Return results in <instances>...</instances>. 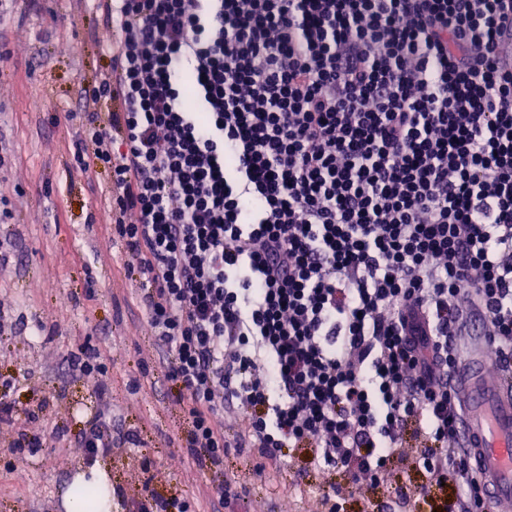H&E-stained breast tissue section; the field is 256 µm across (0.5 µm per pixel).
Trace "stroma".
<instances>
[{
    "mask_svg": "<svg viewBox=\"0 0 512 512\" xmlns=\"http://www.w3.org/2000/svg\"><path fill=\"white\" fill-rule=\"evenodd\" d=\"M92 0H41L39 12L0 18V146L12 157L0 170V302L12 322L0 338V380L15 378L20 413L0 419V512H65L72 477L86 470L81 444L87 420L109 406L112 421L135 430L143 445L99 455L126 499L142 489L179 494L198 512H211L214 487L228 480L241 494L236 512H323L322 489L343 483L297 460L257 472L255 460L224 456L223 476L202 474L181 446L185 416L173 403L159 352L123 267L122 246L99 211L106 175L88 182L71 167L75 125L53 124V113L79 109L78 90L109 63ZM97 350L108 367L109 401L92 381L72 372L79 347ZM56 400L40 421L24 409L48 395ZM62 426L69 441L37 454L12 451L22 429Z\"/></svg>",
    "mask_w": 512,
    "mask_h": 512,
    "instance_id": "35a3bbf8",
    "label": "stroma"
}]
</instances>
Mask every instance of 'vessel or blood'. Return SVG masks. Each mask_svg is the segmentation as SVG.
Returning a JSON list of instances; mask_svg holds the SVG:
<instances>
[{
    "mask_svg": "<svg viewBox=\"0 0 512 512\" xmlns=\"http://www.w3.org/2000/svg\"><path fill=\"white\" fill-rule=\"evenodd\" d=\"M492 356L481 337L454 375L464 408L466 446L489 504L512 503V382L488 375Z\"/></svg>",
    "mask_w": 512,
    "mask_h": 512,
    "instance_id": "obj_1",
    "label": "vessel or blood"
}]
</instances>
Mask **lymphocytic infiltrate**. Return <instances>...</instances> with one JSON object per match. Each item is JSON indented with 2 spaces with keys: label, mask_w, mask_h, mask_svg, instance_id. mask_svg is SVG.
Wrapping results in <instances>:
<instances>
[{
  "label": "lymphocytic infiltrate",
  "mask_w": 512,
  "mask_h": 512,
  "mask_svg": "<svg viewBox=\"0 0 512 512\" xmlns=\"http://www.w3.org/2000/svg\"><path fill=\"white\" fill-rule=\"evenodd\" d=\"M95 2L110 63L64 115L75 168L109 175L199 471L300 449L336 496L410 435L418 493L487 512L452 381L473 322L512 352L504 0ZM89 425V456L139 445Z\"/></svg>",
  "instance_id": "1"
}]
</instances>
